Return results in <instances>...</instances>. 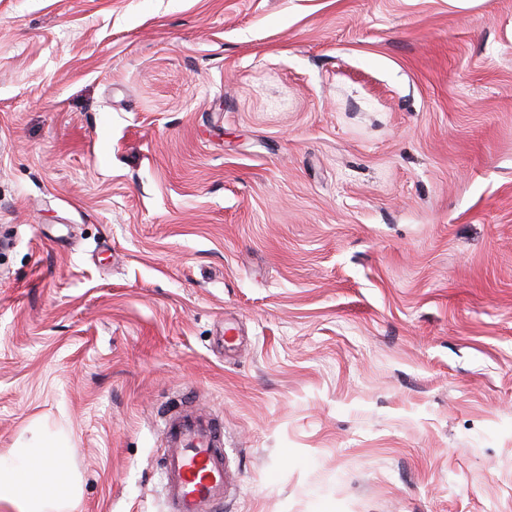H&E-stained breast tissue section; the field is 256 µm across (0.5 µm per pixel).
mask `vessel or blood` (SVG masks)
I'll return each instance as SVG.
<instances>
[{
	"instance_id": "1",
	"label": "vessel or blood",
	"mask_w": 512,
	"mask_h": 512,
	"mask_svg": "<svg viewBox=\"0 0 512 512\" xmlns=\"http://www.w3.org/2000/svg\"><path fill=\"white\" fill-rule=\"evenodd\" d=\"M161 442L168 512H218L229 488L222 427L210 413L185 407L162 415Z\"/></svg>"
}]
</instances>
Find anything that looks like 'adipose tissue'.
Masks as SVG:
<instances>
[{"instance_id":"obj_1","label":"adipose tissue","mask_w":512,"mask_h":512,"mask_svg":"<svg viewBox=\"0 0 512 512\" xmlns=\"http://www.w3.org/2000/svg\"><path fill=\"white\" fill-rule=\"evenodd\" d=\"M34 452L11 460L0 459V501L19 504L20 512H46L47 504L38 491L47 487L68 495L72 486L61 464L63 446L60 442L37 438Z\"/></svg>"}]
</instances>
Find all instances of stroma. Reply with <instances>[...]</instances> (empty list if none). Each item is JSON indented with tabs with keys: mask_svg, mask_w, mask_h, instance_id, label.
I'll use <instances>...</instances> for the list:
<instances>
[{
	"mask_svg": "<svg viewBox=\"0 0 512 512\" xmlns=\"http://www.w3.org/2000/svg\"><path fill=\"white\" fill-rule=\"evenodd\" d=\"M180 401L220 512H512V0H0V457L168 512ZM161 478L169 512H218L229 488L224 431L210 413L183 407L161 416Z\"/></svg>",
	"mask_w": 512,
	"mask_h": 512,
	"instance_id": "obj_1",
	"label": "stroma"
}]
</instances>
